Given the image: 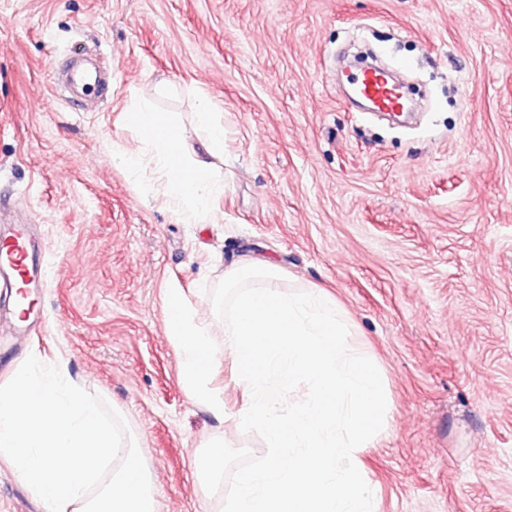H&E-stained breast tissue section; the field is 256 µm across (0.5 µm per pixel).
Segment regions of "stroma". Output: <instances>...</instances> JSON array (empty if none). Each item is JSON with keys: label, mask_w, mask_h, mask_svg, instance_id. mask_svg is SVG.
I'll list each match as a JSON object with an SVG mask.
<instances>
[{"label": "stroma", "mask_w": 512, "mask_h": 512, "mask_svg": "<svg viewBox=\"0 0 512 512\" xmlns=\"http://www.w3.org/2000/svg\"><path fill=\"white\" fill-rule=\"evenodd\" d=\"M370 39L432 91L417 125L360 112L329 67ZM109 73L82 108L56 89L73 47ZM205 93L227 132L220 224H186L112 145L145 99L190 144ZM0 193L22 199L47 286L0 385L36 356L126 420L156 512H222L208 441L263 455L211 289L240 259L327 290L385 374L387 426L361 458L377 512H512V0H0ZM181 288L217 350L224 418L193 402L166 333ZM0 512H43L0 460Z\"/></svg>", "instance_id": "1"}]
</instances>
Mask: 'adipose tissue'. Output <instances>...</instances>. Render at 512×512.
Listing matches in <instances>:
<instances>
[{"mask_svg":"<svg viewBox=\"0 0 512 512\" xmlns=\"http://www.w3.org/2000/svg\"><path fill=\"white\" fill-rule=\"evenodd\" d=\"M124 118L127 126L141 135V145L134 151L113 145L112 156L131 178L139 179L146 166H154L163 195L182 221L203 224L218 220L212 201L223 194L224 179L214 160L224 153V125L216 121L211 100L202 93L197 96L195 120L204 135L196 147L186 142L176 118L156 111L149 101L131 107ZM165 301L170 311L167 334L179 351L182 385L194 401L223 417L224 398L208 381L216 357L210 338L194 321L180 289H167Z\"/></svg>","mask_w":512,"mask_h":512,"instance_id":"obj_1","label":"adipose tissue"}]
</instances>
